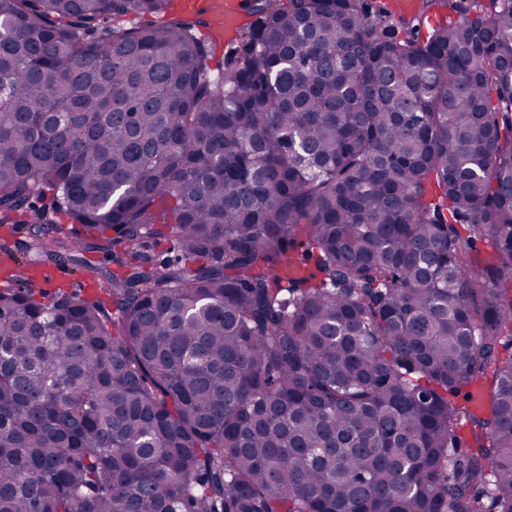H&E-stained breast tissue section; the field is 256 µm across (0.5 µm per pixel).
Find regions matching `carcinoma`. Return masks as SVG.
Returning <instances> with one entry per match:
<instances>
[{
    "mask_svg": "<svg viewBox=\"0 0 512 512\" xmlns=\"http://www.w3.org/2000/svg\"><path fill=\"white\" fill-rule=\"evenodd\" d=\"M171 3L0 0V224L118 264L0 288V512H512V0H257L228 70ZM372 5V11H377L381 14L383 21L385 24H392L394 26L396 32H400L399 35L403 36L405 30V26L402 24L403 22H409V26H416L417 31L421 37L427 36V32L430 29V25L436 23L438 21L444 22H455L457 21L465 10L469 9L472 5V1L474 0H447V6L435 7L433 8L428 17H422L421 21L418 22V11L416 8L417 1L419 0H410L414 2L412 8L407 10H400L394 6V2L397 0H368Z\"/></svg>",
    "mask_w": 512,
    "mask_h": 512,
    "instance_id": "obj_1",
    "label": "carcinoma"
}]
</instances>
